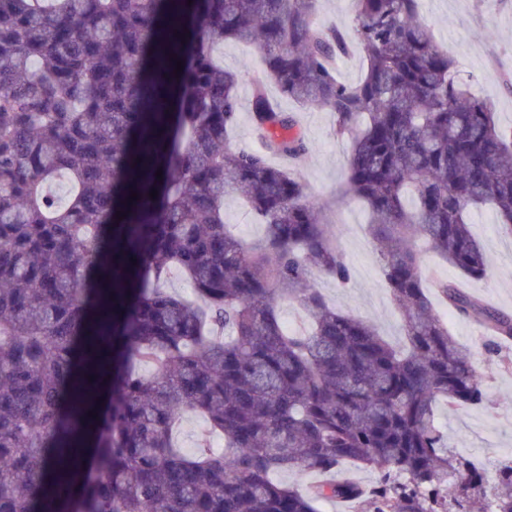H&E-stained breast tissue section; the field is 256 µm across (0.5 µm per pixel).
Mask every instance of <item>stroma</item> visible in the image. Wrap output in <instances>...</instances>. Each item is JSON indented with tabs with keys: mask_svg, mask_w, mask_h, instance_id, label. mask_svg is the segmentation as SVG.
Returning a JSON list of instances; mask_svg holds the SVG:
<instances>
[{
	"mask_svg": "<svg viewBox=\"0 0 512 512\" xmlns=\"http://www.w3.org/2000/svg\"><path fill=\"white\" fill-rule=\"evenodd\" d=\"M419 11L438 46L457 62L461 77L493 103L499 125L512 129V86L505 83L506 77H512V0H420ZM276 102L294 115L296 130L309 146L299 171L314 200L322 206L329 231L351 271L343 285L315 276V287L337 309L376 324L388 341L400 342L401 317L367 233L368 212L360 202L337 199L347 165L348 141L336 137L332 112L301 106L281 96ZM470 228L489 256L484 276H466L430 253L425 254L424 264L434 278L456 284L468 295L512 314V236L488 207L472 211ZM436 307L450 334L474 352L477 366L488 375L483 405L440 409L438 421L450 447L482 463L487 472H494L498 460L512 456V368L498 365L499 357H512V342L501 343L444 302H437Z\"/></svg>",
	"mask_w": 512,
	"mask_h": 512,
	"instance_id": "1",
	"label": "stroma"
}]
</instances>
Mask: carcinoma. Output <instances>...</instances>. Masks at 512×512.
I'll return each mask as SVG.
<instances>
[{"label":"carcinoma","mask_w":512,"mask_h":512,"mask_svg":"<svg viewBox=\"0 0 512 512\" xmlns=\"http://www.w3.org/2000/svg\"><path fill=\"white\" fill-rule=\"evenodd\" d=\"M317 3L0 0V512H318L330 499L512 512V457L489 487L438 424L441 405L485 401V374L439 317L420 254L484 274L469 215L489 205L512 234V130L435 45L418 0H351L345 30L317 25ZM224 42L264 58L248 99L257 150L228 141L244 76L217 60ZM351 43L365 71L347 84L335 60ZM271 85L332 112L350 142L343 189L369 209L400 349L311 284L317 270L344 285L350 268L301 176L270 163L308 153ZM229 192L261 239L227 231ZM172 267L199 302L157 285ZM434 288L512 339L511 314ZM286 298L309 332L283 329ZM96 339L115 361L89 381ZM189 411L224 451L175 445ZM347 463L374 481L272 479Z\"/></svg>","instance_id":"obj_1"}]
</instances>
